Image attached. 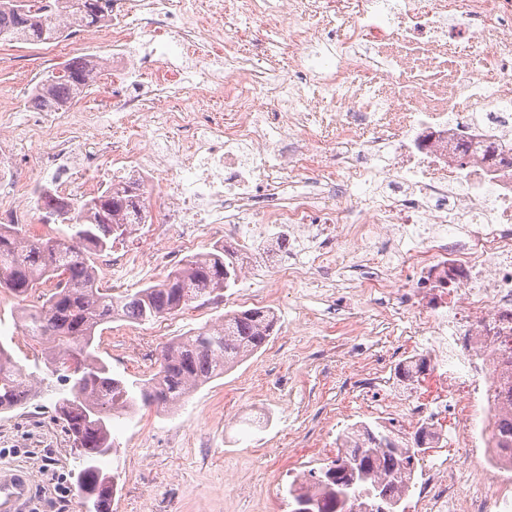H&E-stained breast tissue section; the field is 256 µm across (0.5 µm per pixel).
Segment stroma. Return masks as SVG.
<instances>
[{
	"label": "stroma",
	"mask_w": 512,
	"mask_h": 512,
	"mask_svg": "<svg viewBox=\"0 0 512 512\" xmlns=\"http://www.w3.org/2000/svg\"><path fill=\"white\" fill-rule=\"evenodd\" d=\"M79 55L111 57L112 43L73 40L58 54L47 44H0V113L14 115L9 130L26 157L24 174L40 173L42 163L27 153L24 116L30 107L23 94L50 58L62 63ZM288 255L266 239L255 240L238 282L222 298L195 302L155 323L115 319L97 337L99 357L113 374L132 381L152 374L172 338L217 324L225 312L254 308V295L264 296L265 307L279 317L260 352L193 390L182 407L140 406L114 419L117 451L105 468L119 479L110 512H286L289 484L335 458L336 438L348 425L381 423L386 399L431 404L449 395L434 372L415 383L396 374L410 358L400 322L385 314L399 303V292L364 295L348 280L332 295L273 283L270 269ZM16 305L0 292V341L30 366L40 347L16 326ZM158 324L164 327L159 336L153 333ZM366 368L378 371L379 394L355 391L352 378ZM54 403V393L46 392L30 405L0 411V463L33 474V512H82L77 450Z\"/></svg>",
	"instance_id": "stroma-1"
}]
</instances>
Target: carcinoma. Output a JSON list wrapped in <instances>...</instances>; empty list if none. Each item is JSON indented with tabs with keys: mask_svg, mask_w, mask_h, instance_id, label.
I'll return each mask as SVG.
<instances>
[{
	"mask_svg": "<svg viewBox=\"0 0 512 512\" xmlns=\"http://www.w3.org/2000/svg\"><path fill=\"white\" fill-rule=\"evenodd\" d=\"M112 0H0V43L42 44L60 39L71 28L106 20ZM98 69V59H68L63 74L53 70L32 91L29 104L41 112H59L77 101ZM63 197L44 193L35 201L43 224H58L46 241L27 234L23 224H0V288L19 301L51 284L38 306L21 309V326L42 346L47 374L63 393L55 412L65 423L74 447L81 450L77 486L84 512H109L107 501L117 475L104 460L115 451L112 419L138 404L174 408L193 388L231 371L261 350L277 324L269 309L224 313L214 328L189 332L162 349L156 373L140 382L116 378L93 354L97 330L120 317L144 323L182 310L203 297L215 300L238 278L236 256L222 245L194 254L165 279L133 293L116 296L99 285L95 258L146 223L140 184L114 179L105 187L61 206ZM36 396L34 374L18 365L0 342V410L27 405ZM413 445H402L391 430L357 422L336 439L339 452L327 467L305 475V484L288 491L289 512H343L336 497L359 496L388 512H402L424 449L435 431L417 429ZM497 447L512 451V417L503 419Z\"/></svg>",
	"mask_w": 512,
	"mask_h": 512,
	"instance_id": "cac0c4a2",
	"label": "carcinoma"
}]
</instances>
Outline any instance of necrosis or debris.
<instances>
[{
	"mask_svg": "<svg viewBox=\"0 0 512 512\" xmlns=\"http://www.w3.org/2000/svg\"><path fill=\"white\" fill-rule=\"evenodd\" d=\"M169 20L182 37L158 38ZM96 35L114 48L113 92L97 112L28 119L32 152L58 175L18 192L72 193L102 160H147L164 218L108 273L169 262L202 224L243 243L272 224L304 238L272 269L281 284L320 287L365 258L377 268L365 293L411 292L394 313L431 350L461 421L413 512H512V464L487 446L512 413V0H205L193 15L122 0ZM246 40L274 51L254 62ZM146 79L178 110L126 94Z\"/></svg>",
	"mask_w": 512,
	"mask_h": 512,
	"instance_id": "necrosis-or-debris-1",
	"label": "necrosis or debris"
}]
</instances>
